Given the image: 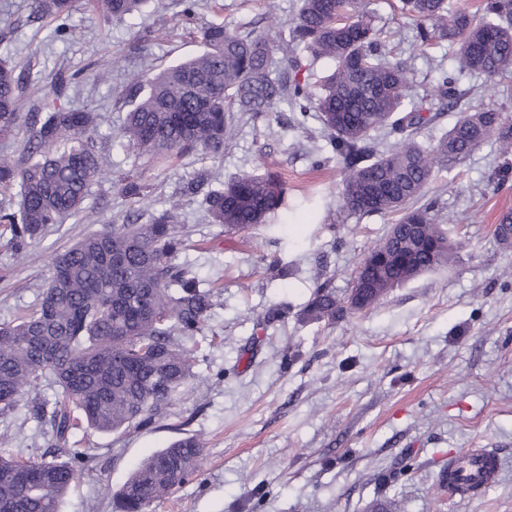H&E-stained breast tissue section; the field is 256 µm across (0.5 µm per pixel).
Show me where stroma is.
<instances>
[{"label": "stroma", "instance_id": "obj_1", "mask_svg": "<svg viewBox=\"0 0 512 512\" xmlns=\"http://www.w3.org/2000/svg\"><path fill=\"white\" fill-rule=\"evenodd\" d=\"M194 27L178 23L179 0L110 23L76 0L70 34L56 38L53 16L31 0H0V59L22 75L29 112L69 77L62 105L97 110L98 146L112 176L95 184L85 210L50 225L26 258L0 225V324L31 309L50 276L49 259L85 235L181 202L189 264L215 306L202 335L185 340L195 379L151 428L78 432L94 470L79 479L60 512H117L116 493L139 463L187 434L200 437V469L156 512H371L377 500L395 512H512V246L494 227L512 211V155L486 140L464 160L436 168L427 195L434 219L454 246L451 263L391 290L370 309L334 324L304 323L298 310L317 285L345 294L368 251L387 235L393 214H354L340 201L342 165L315 119L280 104L259 118L237 117L223 156H184L171 167L126 151L118 130L145 93L143 58L164 69L198 54V28L213 22L287 32L298 0H197ZM390 37L412 95H437L441 71L456 67L448 45L423 48L400 0H365ZM455 110L437 113L417 140L431 147L470 104L512 116V73L458 83ZM210 174L217 189L244 173L273 174L285 202L264 224L227 233L210 223L202 196L181 197L184 182ZM134 176L146 198L124 197ZM11 449L49 451V428L26 405L0 414ZM468 448L502 462L477 497L453 496L439 478L448 459Z\"/></svg>", "mask_w": 512, "mask_h": 512}]
</instances>
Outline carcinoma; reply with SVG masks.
<instances>
[{"label":"carcinoma","mask_w":512,"mask_h":512,"mask_svg":"<svg viewBox=\"0 0 512 512\" xmlns=\"http://www.w3.org/2000/svg\"><path fill=\"white\" fill-rule=\"evenodd\" d=\"M148 0H87L104 21L141 12ZM426 44L448 42L458 67L439 78L440 103L455 107V85L465 75L493 80L512 68V0H486L484 16L448 15V0H401ZM37 14L59 21L67 34L72 0H31ZM202 50L179 64L144 70L147 92L126 113L120 136L156 162L203 152L224 154L237 113L277 111L290 101L302 117L317 119L343 165L342 207L362 215L398 213L386 238L368 256L386 264L369 278L365 296L376 304L391 289L445 267L452 245L421 203L439 165L460 161L491 135L512 154V120L475 105L437 144L426 149L416 134L433 121V105L416 101L400 65L387 59L382 29L362 0H301L288 35L211 23L200 30ZM330 59L335 68L313 87L295 53ZM279 61H274V55ZM16 67L0 60V135L24 115ZM100 116L54 103L32 116L24 158L0 155V188H18L19 208L0 210L14 254L50 224L78 215L92 187L111 173L97 151ZM387 129L400 146L383 153L374 133ZM274 175L242 174L207 195L211 223L245 231L265 221L284 200ZM496 238L512 244V211L503 212ZM176 206L146 224H123L85 236L50 258L51 276L36 305L15 323L0 326V413L29 401L33 417L50 426L53 446L66 459L23 458L0 452V512H59L70 486L92 471L86 448L68 447L85 423L104 433L147 428L195 377L181 339L202 332L212 307L189 266L175 262L183 249ZM349 313L347 299L324 284L299 310L304 323L336 322ZM54 399L39 395L45 373ZM200 441L187 435L147 457L118 492L120 512H151L199 469Z\"/></svg>","instance_id":"carcinoma-1"}]
</instances>
